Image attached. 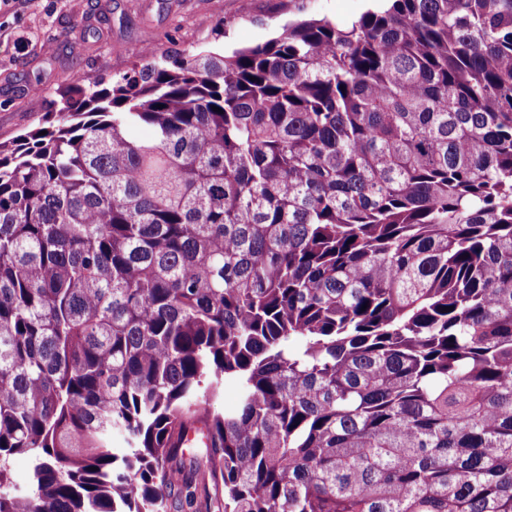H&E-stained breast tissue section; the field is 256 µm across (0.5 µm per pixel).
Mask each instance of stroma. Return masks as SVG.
I'll return each mask as SVG.
<instances>
[{"label": "stroma", "instance_id": "1", "mask_svg": "<svg viewBox=\"0 0 512 512\" xmlns=\"http://www.w3.org/2000/svg\"><path fill=\"white\" fill-rule=\"evenodd\" d=\"M371 0H11L0 8V141L38 127L62 84L108 81L130 49L187 56L224 28L225 49L262 43L277 24L357 19ZM51 52H44V45Z\"/></svg>", "mask_w": 512, "mask_h": 512}]
</instances>
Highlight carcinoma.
I'll return each instance as SVG.
<instances>
[{"label":"carcinoma","instance_id":"1","mask_svg":"<svg viewBox=\"0 0 512 512\" xmlns=\"http://www.w3.org/2000/svg\"><path fill=\"white\" fill-rule=\"evenodd\" d=\"M60 97L0 141V512H512V0Z\"/></svg>","mask_w":512,"mask_h":512}]
</instances>
